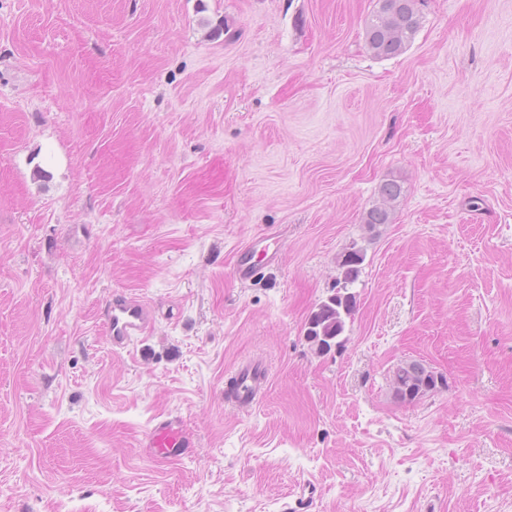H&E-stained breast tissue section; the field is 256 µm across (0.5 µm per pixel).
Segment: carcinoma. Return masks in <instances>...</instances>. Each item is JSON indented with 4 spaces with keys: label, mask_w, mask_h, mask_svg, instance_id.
<instances>
[{
    "label": "carcinoma",
    "mask_w": 512,
    "mask_h": 512,
    "mask_svg": "<svg viewBox=\"0 0 512 512\" xmlns=\"http://www.w3.org/2000/svg\"><path fill=\"white\" fill-rule=\"evenodd\" d=\"M419 24L417 0H377V8L365 26V44L376 57L398 56L412 42ZM401 192L402 187L396 180L384 182L380 187L381 202L366 212L363 223L370 228L392 223L394 203ZM364 259V252L353 247L337 258L340 276L336 278V293L321 302L311 314L306 331L310 348L319 355L330 352L337 345L346 319L356 310L357 297L350 288L358 280ZM431 374L433 371L423 365L410 371L398 367L393 374V387L403 391L413 387L417 377L429 379Z\"/></svg>",
    "instance_id": "obj_1"
}]
</instances>
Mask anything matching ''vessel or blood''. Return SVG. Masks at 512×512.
<instances>
[{
    "mask_svg": "<svg viewBox=\"0 0 512 512\" xmlns=\"http://www.w3.org/2000/svg\"><path fill=\"white\" fill-rule=\"evenodd\" d=\"M254 251V245L249 244L237 255L234 275L239 282H249L257 275ZM101 317L116 353L145 335L154 323L152 307L125 292L112 294L101 309ZM269 379L270 373L262 361L250 359L239 363L224 387L225 404L241 412L251 410L266 394ZM139 446L145 457L164 462L189 456L196 438L180 416L166 414L153 419Z\"/></svg>",
    "mask_w": 512,
    "mask_h": 512,
    "instance_id": "obj_1",
    "label": "vessel or blood"
}]
</instances>
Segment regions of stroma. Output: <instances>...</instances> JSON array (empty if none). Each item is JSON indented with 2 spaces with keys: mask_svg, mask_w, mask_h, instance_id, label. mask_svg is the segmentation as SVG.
Instances as JSON below:
<instances>
[{
  "mask_svg": "<svg viewBox=\"0 0 512 512\" xmlns=\"http://www.w3.org/2000/svg\"><path fill=\"white\" fill-rule=\"evenodd\" d=\"M376 2L0 0V512H512V0H420L389 58ZM118 291L155 325L116 354ZM249 357L271 382L244 414ZM410 361L445 385L396 400ZM164 413L191 456L140 452ZM420 24L417 0H377L365 26V44L376 57H395L412 42ZM402 192L401 185L394 179L387 180L380 187L381 202L370 208L363 217L368 228L377 224H389L393 220L394 203ZM255 243L256 241H252L237 255L233 271L236 279L242 284H246L257 275L258 264L254 261ZM364 259V252L354 247L346 249L337 258L340 276L332 289L334 293L319 304L308 321L306 339L316 354H327L339 344L336 340L344 332L346 319L357 307L356 294L349 290L358 280ZM269 370L258 359L240 362L224 386V404L248 412L266 394Z\"/></svg>",
  "mask_w": 512,
  "mask_h": 512,
  "instance_id": "35a3bbf8",
  "label": "stroma"
}]
</instances>
